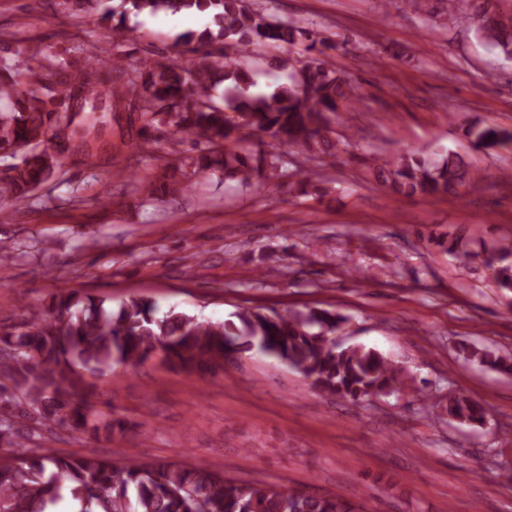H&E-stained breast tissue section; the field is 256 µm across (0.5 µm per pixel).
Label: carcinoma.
Masks as SVG:
<instances>
[{"mask_svg":"<svg viewBox=\"0 0 512 512\" xmlns=\"http://www.w3.org/2000/svg\"><path fill=\"white\" fill-rule=\"evenodd\" d=\"M136 13L197 10L213 26L187 32L181 40L213 47L211 60L164 64L154 59L123 63L112 54L97 66H78L57 55L38 67L12 55L0 56V207L24 202L67 165L69 146L50 153L54 139L79 138L88 155L100 128L81 116L102 101L110 112H136L139 136L169 125L195 137L192 149L167 162L149 197H176L201 176L235 181L275 192L288 180L277 152L291 144L307 159L336 157L331 122L359 97L357 87L327 61V51L345 48L329 38L245 5V0H128ZM479 28L493 46L512 56V19L486 9ZM299 46L279 60L288 81L255 91L240 59L253 45ZM261 133L268 149L245 141ZM476 148L512 143V128L466 129ZM370 169L398 195L448 196L472 185L456 154L411 152L378 158ZM501 293L512 292V244L479 256ZM345 318L336 311L257 308L236 320L212 323L185 312L157 315L153 303L132 297L112 309L104 299L70 290L28 319L0 328V512H57L69 500L72 512H363L341 493L259 487L225 476L207 465L142 462L120 465L95 456L65 457L24 449L26 435L16 421L57 422L72 429L112 435L125 423L94 413L88 396L94 379L116 365L136 367L159 355L184 372L219 365L224 355L247 346L297 369L320 392L353 401L390 394L399 370L381 353L361 345L337 346ZM465 360L512 373V355L463 341ZM448 416L482 425L486 413L476 401L448 398Z\"/></svg>","mask_w":512,"mask_h":512,"instance_id":"1","label":"carcinoma"}]
</instances>
